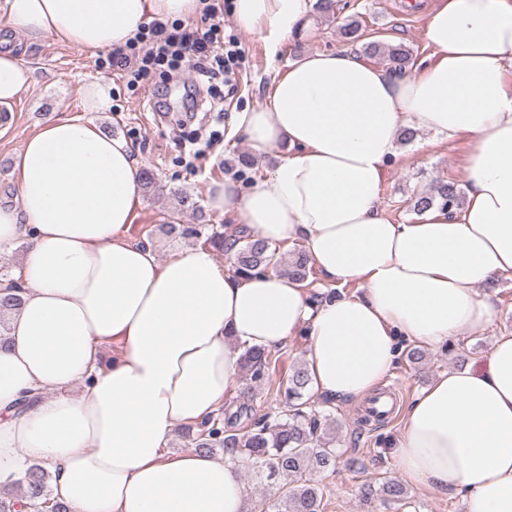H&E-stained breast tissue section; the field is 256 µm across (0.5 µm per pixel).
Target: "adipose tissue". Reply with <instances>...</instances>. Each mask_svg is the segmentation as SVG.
<instances>
[{"label": "adipose tissue", "instance_id": "adipose-tissue-1", "mask_svg": "<svg viewBox=\"0 0 512 512\" xmlns=\"http://www.w3.org/2000/svg\"><path fill=\"white\" fill-rule=\"evenodd\" d=\"M313 2L233 0L232 13L275 44L302 36ZM0 7L29 41L110 51L149 20L196 17L203 2ZM424 38L429 60L404 74L345 50L290 63L234 128L279 164L247 188L209 187L212 210L271 244H302L325 281L356 286L349 296L317 302L285 275H237L201 248L162 262L127 239L141 165L96 120L112 109L109 81H87L80 114L25 141L16 195L0 200V250L27 246L20 274L0 278L21 300L0 343L1 485L35 459L77 512H245L237 464L167 442L227 408L246 348L306 334L314 390L362 398L390 375L397 338L450 347L492 323L481 289L512 276V0H440ZM31 82L22 57L0 51V105ZM407 127L467 138L463 206L389 217L382 174ZM392 448L408 482L456 490L469 512H512V333L414 396Z\"/></svg>", "mask_w": 512, "mask_h": 512}]
</instances>
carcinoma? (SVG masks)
Segmentation results:
<instances>
[{"instance_id": "obj_1", "label": "carcinoma", "mask_w": 512, "mask_h": 512, "mask_svg": "<svg viewBox=\"0 0 512 512\" xmlns=\"http://www.w3.org/2000/svg\"><path fill=\"white\" fill-rule=\"evenodd\" d=\"M365 52L386 58L396 72L405 70L411 59L409 50L401 45L370 42ZM436 203L448 210L459 207L461 194L457 184L452 181L436 182L414 195L410 209L418 214ZM161 231L173 238H204V243L230 254L236 274L250 275L277 269L304 283L312 273L304 252H297L294 260L287 262L277 247L228 225L217 228L212 224H181L174 213L161 225ZM242 367L253 382L265 381L271 371L269 354L261 348H248L242 356ZM311 384L305 366L291 367L284 409L253 422L244 433L233 432L222 416H212L183 430L184 438L194 451L211 454L220 448L231 461L243 464L256 475L282 480L277 498L262 499L256 504L259 512H324L323 491L312 475L334 473L339 454L332 440L320 434V415L309 396ZM47 476L43 466L29 465L16 481V486L24 489L25 501L19 504L0 495V512H19V506L30 512H43L45 509L69 512L66 506L49 498ZM364 495L387 505L407 504L406 488L393 479H386L377 486L366 484Z\"/></svg>"}]
</instances>
